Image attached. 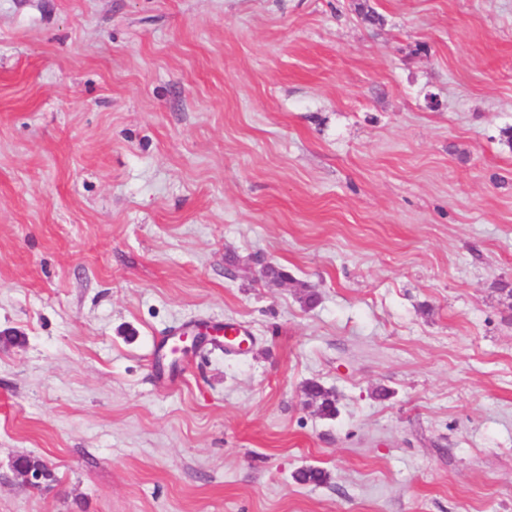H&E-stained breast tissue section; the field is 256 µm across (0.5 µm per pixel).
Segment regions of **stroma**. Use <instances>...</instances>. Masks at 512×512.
Masks as SVG:
<instances>
[{
	"instance_id": "obj_1",
	"label": "stroma",
	"mask_w": 512,
	"mask_h": 512,
	"mask_svg": "<svg viewBox=\"0 0 512 512\" xmlns=\"http://www.w3.org/2000/svg\"><path fill=\"white\" fill-rule=\"evenodd\" d=\"M358 2L0 0V512H512V0ZM303 394L317 406L321 416L332 418L336 415V397L333 392L317 381H308L303 386Z\"/></svg>"
}]
</instances>
